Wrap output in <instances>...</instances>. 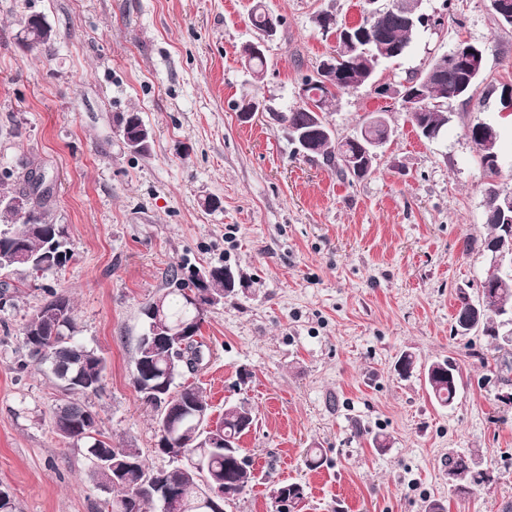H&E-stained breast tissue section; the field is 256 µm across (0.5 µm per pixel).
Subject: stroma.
I'll return each mask as SVG.
<instances>
[{"instance_id":"stroma-1","label":"stroma","mask_w":512,"mask_h":512,"mask_svg":"<svg viewBox=\"0 0 512 512\" xmlns=\"http://www.w3.org/2000/svg\"><path fill=\"white\" fill-rule=\"evenodd\" d=\"M264 2L282 24L256 84L240 56L257 36L253 0H0V166L45 170L50 217L73 251L61 272L4 276L17 291L0 306V485L16 512H105L108 498L88 479L85 448L54 430V380L25 363L21 329L46 288L70 296L77 340L107 360L104 392L87 400L106 437L159 469L172 460L156 452L154 412L132 383L141 308L170 271L219 264L256 286L209 308L202 362L183 380L202 388L213 419L228 401L256 415L240 445L257 481L229 512H275L269 489L287 482L306 487L300 512H424L434 499L447 512H512V404L488 340L454 331L459 293L477 298L490 265L485 177L466 134L475 120L499 126L497 182L512 192V111L501 104L512 27L489 0H421L445 27L419 31L379 64L378 81L398 85L463 41L486 46L483 81L471 101L446 102L451 121L430 141L370 87L338 96L337 137L383 108L395 129L376 170L349 183L296 155L279 115L336 46L317 15L360 21L361 0ZM31 13L53 31L34 53L17 39ZM244 99L261 104L248 120ZM124 112L150 128L148 153L126 147ZM404 352L420 366L407 378L394 370ZM446 357L461 380L442 407L421 369ZM378 434L387 451L374 448ZM311 448L323 457L315 470ZM476 450L492 482L449 496L445 456Z\"/></svg>"}]
</instances>
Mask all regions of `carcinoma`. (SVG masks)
Listing matches in <instances>:
<instances>
[{"instance_id": "1", "label": "carcinoma", "mask_w": 512, "mask_h": 512, "mask_svg": "<svg viewBox=\"0 0 512 512\" xmlns=\"http://www.w3.org/2000/svg\"><path fill=\"white\" fill-rule=\"evenodd\" d=\"M410 2L388 0L379 17L373 18L366 12L362 20L354 25L337 21L331 23L328 29L330 33L342 28L352 35L362 34L365 39L357 41L352 54L332 58V69L326 71L320 65L313 74L303 76L302 83L308 85V101L281 115L289 142L300 147V143L291 134L294 130L303 133L309 146L307 157L322 158L327 166L336 169V173L348 181L360 180L371 174L377 161L364 159L357 167L346 164L344 157L355 152L353 138H337L326 112L338 94L376 81V67L387 57L367 41L374 29L384 33L386 44L399 46L398 54L401 55L413 36L425 27L421 21L410 23V19L416 15ZM482 75L483 70L475 69L474 61L468 60L444 70L439 76V86L435 88L421 84L416 73L405 79L400 88L407 97L412 95L417 86H422L421 100L413 102L409 110L413 113L415 124L428 130L423 138L439 135L450 121L448 112L436 100L445 97L450 100H471ZM477 126L476 122L470 124L467 136L479 152V164L486 177L483 183L485 204L488 205L498 190L496 178L500 171L487 163L481 155L482 141ZM32 180L33 167L29 162L17 168L0 167V196L7 200L25 194L29 199V211L25 215L0 206V217L8 223V228L0 229V251L6 252L14 247L26 251L31 258L28 263H17L0 256V272L24 269L33 273L41 268L46 272H57L72 257L66 226L55 224L48 218L50 192L34 191ZM485 224L489 233L483 245L485 251L490 253L495 242L507 233L505 226H512V221L487 215ZM225 269L226 266L219 265L187 274L174 271L167 279L169 291L157 295L149 303L161 305L162 320L172 329L184 323H194V336L198 337L201 335L205 314L188 304L186 291H199L200 303L210 306L233 296L232 287L224 280ZM75 331L74 307L70 298L50 289L43 302L24 323L23 344L32 362L47 367L60 389L69 395L96 397L104 390L106 360L95 350L77 341ZM474 331L488 337L494 350L501 353V357L496 359L500 381L505 386H511L512 378L509 374L512 373V350L502 346L494 321L483 314L481 327L474 328ZM201 346V342L192 340L182 350L181 358L176 360L171 357L167 343L152 344L140 340L137 342L132 371V383L136 391L156 412V433L162 431L165 400L151 396L150 386L163 387L171 400L179 405L181 412L177 425L169 429L170 445L186 452L193 450L196 442L194 425L198 423L197 413H211V407L199 386L178 382L185 371L195 370ZM459 380L458 367L448 358L435 360L425 369L428 394L442 407L453 404ZM254 422L255 415L245 402H227L218 427L223 431L224 439L230 441L231 447L209 449L199 467H190L174 457L172 466L157 470L149 467L140 449L135 446L112 447L101 429L99 413L91 407L69 400L60 405V409L53 415L54 429L60 437L84 443L93 461L89 480L112 493V497L106 500L107 512H154L151 502L145 500L144 492L150 479L159 472L165 474L188 501L197 497L205 480H222L226 494L224 506L235 503L247 494L256 481L250 463L239 447V440ZM483 463L478 453H448L445 467L464 476L463 484L448 487V492L462 498L470 495L475 487L489 482L490 471ZM271 493L273 497L291 504L304 499V486L298 482L279 483L271 487Z\"/></svg>"}]
</instances>
